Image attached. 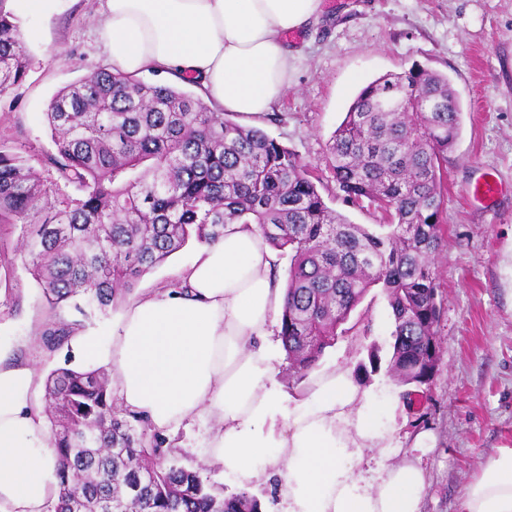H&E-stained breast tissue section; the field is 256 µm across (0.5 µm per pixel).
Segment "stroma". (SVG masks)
I'll use <instances>...</instances> for the list:
<instances>
[{"instance_id":"obj_1","label":"stroma","mask_w":512,"mask_h":512,"mask_svg":"<svg viewBox=\"0 0 512 512\" xmlns=\"http://www.w3.org/2000/svg\"><path fill=\"white\" fill-rule=\"evenodd\" d=\"M11 8L21 31H33L24 78L0 93V144L40 167L55 146L44 114L60 88L96 68H111L100 41V0H49L38 15L19 0ZM294 58L285 95L271 115L234 122L264 130L295 151L319 178L326 203L349 221L382 223L368 205L343 200L328 167V144L358 87L412 65L447 75L462 106V128L448 155L442 241L434 256L440 360L432 382L408 393L379 370L359 384L391 430L399 458L420 464L427 489L421 512H460L466 486L484 461L512 448V0H325L319 23L293 34ZM493 174L502 190L473 199L474 184ZM21 227L0 224V354L36 366L41 375L77 366L70 347L47 356L43 327L73 311L51 309L18 252ZM189 241L146 273L135 294L172 287L194 259ZM349 332L326 349L319 365L350 367L376 348L391 352L394 320L380 287L351 313ZM209 419L172 435L179 464L201 470L225 494L237 487L206 452Z\"/></svg>"}]
</instances>
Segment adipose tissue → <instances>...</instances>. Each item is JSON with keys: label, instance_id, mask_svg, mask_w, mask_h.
Returning a JSON list of instances; mask_svg holds the SVG:
<instances>
[{"label": "adipose tissue", "instance_id": "obj_1", "mask_svg": "<svg viewBox=\"0 0 512 512\" xmlns=\"http://www.w3.org/2000/svg\"><path fill=\"white\" fill-rule=\"evenodd\" d=\"M101 37L113 71L156 68L200 81L219 110L261 116L283 95L289 33L316 24L322 0H103ZM274 258L252 224H229L183 270V288L128 301L108 338L73 333L88 367L110 365L121 407L171 433L213 418L208 454L247 490L278 480L279 512H420L426 473L409 462L358 470L395 453L372 398L344 365L285 394L269 338L282 312ZM36 369L0 360V512H47L59 490L49 429L34 404ZM460 512H512V448L465 489Z\"/></svg>", "mask_w": 512, "mask_h": 512}]
</instances>
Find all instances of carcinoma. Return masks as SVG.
I'll return each mask as SVG.
<instances>
[{
	"label": "carcinoma",
	"instance_id": "cac0c4a2",
	"mask_svg": "<svg viewBox=\"0 0 512 512\" xmlns=\"http://www.w3.org/2000/svg\"><path fill=\"white\" fill-rule=\"evenodd\" d=\"M7 2L0 0V92L27 68ZM461 112L448 76L417 65L359 90L329 154L344 200L366 201L387 220L368 228L328 206L309 166L262 130L209 111L179 86L97 68L53 95L44 118L55 152L41 160L44 172L0 148V224L28 225L20 253L43 298L83 317L108 313L190 239L211 244L227 224H255L290 259L280 337L291 377L314 368L379 286L394 319L387 372L420 387L440 358L432 256ZM71 184L79 196L63 190ZM80 326L50 323L43 347L54 354ZM380 367L371 348L357 375ZM45 398L55 512H262L250 492L226 496L178 464L145 418L116 414L104 370L53 369Z\"/></svg>",
	"mask_w": 512,
	"mask_h": 512
}]
</instances>
